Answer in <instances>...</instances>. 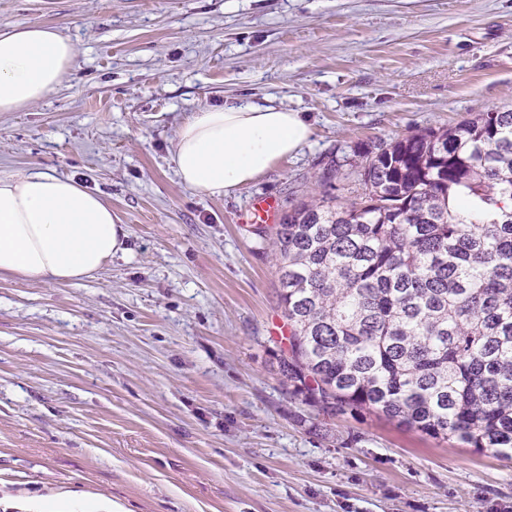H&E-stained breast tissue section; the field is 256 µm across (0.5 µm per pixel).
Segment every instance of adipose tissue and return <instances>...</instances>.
Segmentation results:
<instances>
[{"instance_id":"1","label":"adipose tissue","mask_w":512,"mask_h":512,"mask_svg":"<svg viewBox=\"0 0 512 512\" xmlns=\"http://www.w3.org/2000/svg\"><path fill=\"white\" fill-rule=\"evenodd\" d=\"M76 47L46 26L0 31V112L42 100L62 81ZM312 127L278 107H204L179 128L173 161L181 182L224 196L297 153ZM111 207L69 178L33 172L0 178V273L75 282L125 250Z\"/></svg>"}]
</instances>
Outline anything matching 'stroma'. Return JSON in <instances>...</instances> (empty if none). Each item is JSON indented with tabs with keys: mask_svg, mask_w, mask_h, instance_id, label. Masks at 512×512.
<instances>
[{
	"mask_svg": "<svg viewBox=\"0 0 512 512\" xmlns=\"http://www.w3.org/2000/svg\"><path fill=\"white\" fill-rule=\"evenodd\" d=\"M77 48L0 112V176L110 204L126 253L75 283L0 275V512H512V459L289 396L270 240L246 215L333 160L512 105V0H0ZM302 113L297 155L220 198L173 151L204 106Z\"/></svg>",
	"mask_w": 512,
	"mask_h": 512,
	"instance_id": "obj_1",
	"label": "stroma"
}]
</instances>
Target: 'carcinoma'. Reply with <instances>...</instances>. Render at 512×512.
Here are the masks:
<instances>
[{"label":"carcinoma","mask_w":512,"mask_h":512,"mask_svg":"<svg viewBox=\"0 0 512 512\" xmlns=\"http://www.w3.org/2000/svg\"><path fill=\"white\" fill-rule=\"evenodd\" d=\"M329 168L273 229L288 395L512 458V107Z\"/></svg>","instance_id":"obj_1"}]
</instances>
